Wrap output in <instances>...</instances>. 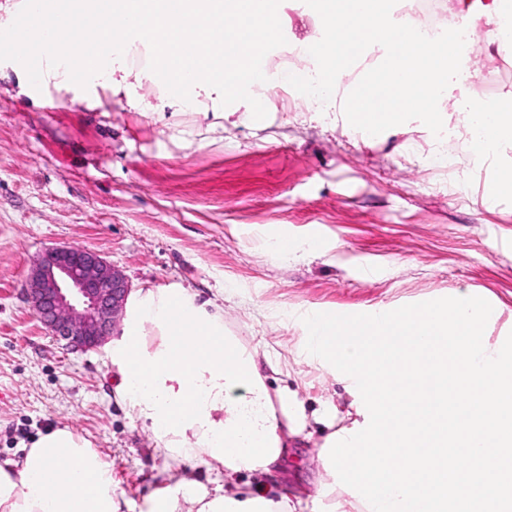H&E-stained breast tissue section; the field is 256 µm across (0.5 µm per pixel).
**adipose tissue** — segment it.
Listing matches in <instances>:
<instances>
[{
  "instance_id": "obj_1",
  "label": "adipose tissue",
  "mask_w": 512,
  "mask_h": 512,
  "mask_svg": "<svg viewBox=\"0 0 512 512\" xmlns=\"http://www.w3.org/2000/svg\"><path fill=\"white\" fill-rule=\"evenodd\" d=\"M121 4L156 66L181 84V92L163 96L176 113L198 110L205 99L221 106L251 79L246 51L213 45L227 18L243 30L261 25L272 36L282 23L280 0H62L61 9L72 11L75 26L91 32L94 43L72 56L37 57L22 69L24 84L66 81L75 68L103 79L111 91L148 77V70L112 65L129 32L112 21ZM477 135L483 153L512 144L511 99L480 113ZM112 362L117 398L175 463L170 485L151 499L148 512H287L282 502L224 493L223 473L264 468L281 456L280 417L298 407L284 388L279 408H272L253 355L225 332L221 306L183 288L138 290L112 344ZM186 461L204 464L215 476L212 486L184 475ZM120 510L111 466L71 427L40 434L23 461L0 462V512Z\"/></svg>"
}]
</instances>
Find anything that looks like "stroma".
I'll return each instance as SVG.
<instances>
[{"mask_svg": "<svg viewBox=\"0 0 512 512\" xmlns=\"http://www.w3.org/2000/svg\"><path fill=\"white\" fill-rule=\"evenodd\" d=\"M282 16L271 51L319 33L296 0H282ZM26 59L0 52V461L67 424L111 465L121 512H146L164 482L151 433L113 397L108 352L68 351L32 313L25 278L51 247L99 252L134 290L217 301L230 335L278 358L276 369L259 364L265 386L274 399L294 392L305 425L267 470L234 473L227 487L321 512L356 494L323 453L331 428L352 424V397L303 354L305 313L365 314L470 289L501 307L490 340L512 332V193L499 188L512 147L445 177L428 165L435 137L417 120L360 137L344 114L320 120L274 99L219 136L201 111L161 125L87 82L21 89ZM280 233L296 255L272 249Z\"/></svg>", "mask_w": 512, "mask_h": 512, "instance_id": "obj_1", "label": "stroma"}]
</instances>
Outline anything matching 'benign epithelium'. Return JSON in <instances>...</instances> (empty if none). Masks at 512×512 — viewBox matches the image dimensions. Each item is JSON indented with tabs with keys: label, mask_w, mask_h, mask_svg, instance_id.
<instances>
[{
	"label": "benign epithelium",
	"mask_w": 512,
	"mask_h": 512,
	"mask_svg": "<svg viewBox=\"0 0 512 512\" xmlns=\"http://www.w3.org/2000/svg\"><path fill=\"white\" fill-rule=\"evenodd\" d=\"M24 291L37 319L52 335L87 351L114 335L130 285L98 253L58 246L36 260Z\"/></svg>",
	"instance_id": "1"
}]
</instances>
